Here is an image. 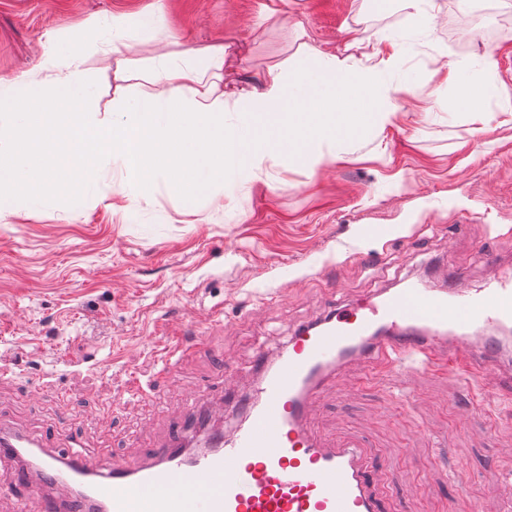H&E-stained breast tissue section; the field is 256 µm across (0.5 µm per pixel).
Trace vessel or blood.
Wrapping results in <instances>:
<instances>
[{"label": "vessel or blood", "mask_w": 512, "mask_h": 512, "mask_svg": "<svg viewBox=\"0 0 512 512\" xmlns=\"http://www.w3.org/2000/svg\"><path fill=\"white\" fill-rule=\"evenodd\" d=\"M512 324V279L472 292L411 285L376 302L340 306L322 324L288 340L275 358L258 354L256 393L239 404L244 420L216 449L187 455L179 441L151 449L136 464L92 462L79 448H37L31 438L0 429V458L14 464L10 493L18 512H383L370 462L360 444L327 448L309 430L326 384L349 364L407 367L448 361L469 383L496 376L501 388L502 339L487 324Z\"/></svg>", "instance_id": "1"}]
</instances>
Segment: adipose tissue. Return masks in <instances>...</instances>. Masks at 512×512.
I'll use <instances>...</instances> for the list:
<instances>
[{"label": "adipose tissue", "instance_id": "adipose-tissue-1", "mask_svg": "<svg viewBox=\"0 0 512 512\" xmlns=\"http://www.w3.org/2000/svg\"><path fill=\"white\" fill-rule=\"evenodd\" d=\"M374 63L307 48L270 68L260 91L232 97L224 50L207 48L186 61H161L147 77L151 90L112 99L118 122L96 124L90 114L98 79L83 67L66 33L57 36L63 69L48 81L16 77L0 89V219L39 196L87 207L96 202L98 170L120 160L139 197L158 184L195 204L264 156L315 170L327 145L393 125L399 100L413 91L386 75V39L360 32ZM243 125L224 122L226 108Z\"/></svg>", "mask_w": 512, "mask_h": 512}]
</instances>
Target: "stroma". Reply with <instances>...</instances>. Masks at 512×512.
Segmentation results:
<instances>
[{
	"label": "stroma",
	"mask_w": 512,
	"mask_h": 512,
	"mask_svg": "<svg viewBox=\"0 0 512 512\" xmlns=\"http://www.w3.org/2000/svg\"><path fill=\"white\" fill-rule=\"evenodd\" d=\"M117 12L163 27L117 47L105 26L88 34L89 16ZM510 14L512 0H435L422 25L397 0H0V82L52 77V40L69 32L100 79L99 122L119 89H148L138 74L155 62L220 45L257 91L304 47L343 53L348 28L395 38L388 76L414 85L395 126L331 145L313 172L267 156L188 207L163 186L135 199L111 160L97 204L42 199L0 221V424L135 458L172 438L189 402L251 397L257 352L275 355L336 303L420 281L475 291L512 270V115L493 98L446 107L453 65L512 95ZM188 336L194 351L157 379L166 343ZM311 428L329 446L364 444L385 512H512V408L448 365L374 380L349 369Z\"/></svg>",
	"instance_id": "35a3bbf8"
}]
</instances>
